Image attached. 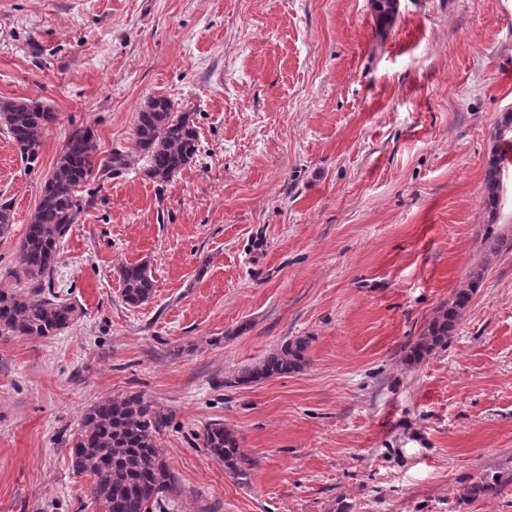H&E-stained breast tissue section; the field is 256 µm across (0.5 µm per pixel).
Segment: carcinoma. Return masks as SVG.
Wrapping results in <instances>:
<instances>
[{"instance_id":"1","label":"carcinoma","mask_w":512,"mask_h":512,"mask_svg":"<svg viewBox=\"0 0 512 512\" xmlns=\"http://www.w3.org/2000/svg\"><path fill=\"white\" fill-rule=\"evenodd\" d=\"M56 120L55 113L32 99L0 101V126L5 127L22 159L38 160L42 139ZM136 147L146 159V176L170 183L196 160L199 146L193 113L178 110L165 96H153L138 113L134 129ZM97 145L89 128L77 130L67 140L62 155L46 178L42 195L18 249L23 275L40 282L53 270L60 245L87 204L82 188L92 178ZM507 152L496 151L484 177V203L489 216L496 213L501 190L500 174ZM486 269L470 275L468 287L433 317L410 347L407 359L419 362L448 344L471 296L484 280ZM122 299L140 306L154 293V279L147 265L126 263L119 268ZM76 306L41 291L0 290V332L18 337L54 336L78 318ZM308 340H289L258 363L245 368L238 383L258 382L301 371ZM166 417L156 404L139 393L97 402L83 415L71 440L73 469L91 477V496L99 512H163L176 493V484L156 444ZM203 447L240 484L248 483L254 462L244 454L236 434L221 422L207 425ZM512 484V469L483 470L463 488L465 498L497 495Z\"/></svg>"}]
</instances>
